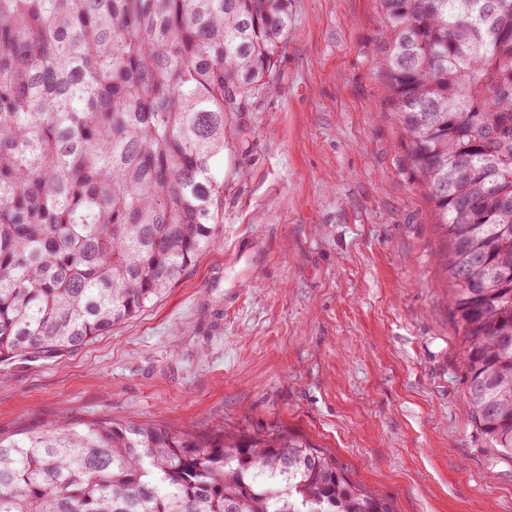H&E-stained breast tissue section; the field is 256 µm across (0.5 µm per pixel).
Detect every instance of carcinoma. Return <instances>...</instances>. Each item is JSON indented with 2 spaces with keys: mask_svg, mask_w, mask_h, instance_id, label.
Here are the masks:
<instances>
[{
  "mask_svg": "<svg viewBox=\"0 0 512 512\" xmlns=\"http://www.w3.org/2000/svg\"><path fill=\"white\" fill-rule=\"evenodd\" d=\"M379 61L434 205L467 394L512 454V0H381ZM290 0H0V361L82 348L212 245L229 116ZM0 512H391L288 430L62 420L0 435Z\"/></svg>",
  "mask_w": 512,
  "mask_h": 512,
  "instance_id": "carcinoma-1",
  "label": "carcinoma"
}]
</instances>
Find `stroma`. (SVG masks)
<instances>
[{
    "label": "stroma",
    "mask_w": 512,
    "mask_h": 512,
    "mask_svg": "<svg viewBox=\"0 0 512 512\" xmlns=\"http://www.w3.org/2000/svg\"><path fill=\"white\" fill-rule=\"evenodd\" d=\"M291 15L273 90L215 162V244L108 335L0 362V433L283 428L393 512H512V455L470 408L445 241L376 70L379 0Z\"/></svg>",
    "instance_id": "obj_1"
}]
</instances>
